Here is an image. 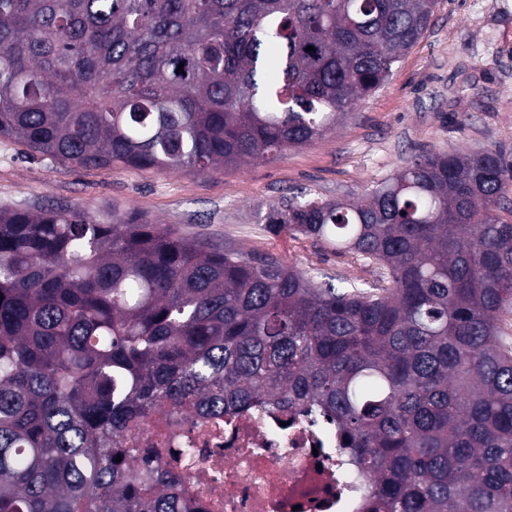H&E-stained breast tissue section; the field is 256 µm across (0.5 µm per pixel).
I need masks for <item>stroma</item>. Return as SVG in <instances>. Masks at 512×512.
Instances as JSON below:
<instances>
[{"mask_svg": "<svg viewBox=\"0 0 512 512\" xmlns=\"http://www.w3.org/2000/svg\"><path fill=\"white\" fill-rule=\"evenodd\" d=\"M461 149L512 155V0H438L383 86L325 139L274 160L206 173L76 170L0 138V210H133L188 237L275 256L318 283L366 287L378 284L379 266L273 231L266 214L285 196L349 200L415 155Z\"/></svg>", "mask_w": 512, "mask_h": 512, "instance_id": "obj_1", "label": "stroma"}]
</instances>
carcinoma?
<instances>
[{
    "label": "carcinoma",
    "instance_id": "obj_1",
    "mask_svg": "<svg viewBox=\"0 0 512 512\" xmlns=\"http://www.w3.org/2000/svg\"><path fill=\"white\" fill-rule=\"evenodd\" d=\"M435 4L0 0V138L80 169L273 159L383 85ZM511 182L502 151L433 152L267 213L387 288L136 213L0 211V512H188L127 439L191 405L327 418L369 512H512Z\"/></svg>",
    "mask_w": 512,
    "mask_h": 512
}]
</instances>
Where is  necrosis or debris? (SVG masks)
<instances>
[{"label": "necrosis or debris", "instance_id": "obj_1", "mask_svg": "<svg viewBox=\"0 0 512 512\" xmlns=\"http://www.w3.org/2000/svg\"><path fill=\"white\" fill-rule=\"evenodd\" d=\"M335 427L302 414L188 408L129 437L139 469L171 470L190 512H368Z\"/></svg>", "mask_w": 512, "mask_h": 512}]
</instances>
